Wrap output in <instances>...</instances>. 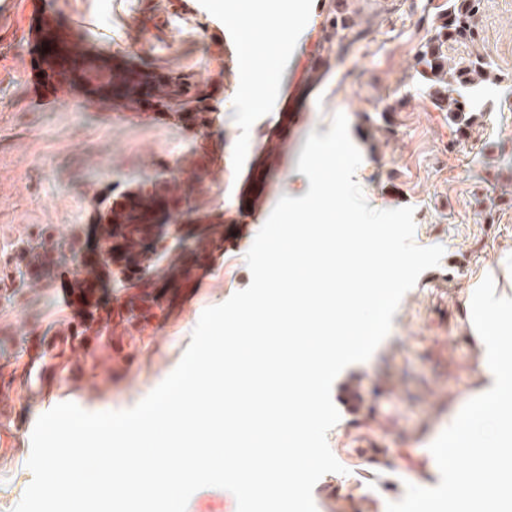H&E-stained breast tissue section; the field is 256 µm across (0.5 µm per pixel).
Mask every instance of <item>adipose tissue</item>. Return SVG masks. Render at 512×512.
Instances as JSON below:
<instances>
[{
    "label": "adipose tissue",
    "mask_w": 512,
    "mask_h": 512,
    "mask_svg": "<svg viewBox=\"0 0 512 512\" xmlns=\"http://www.w3.org/2000/svg\"><path fill=\"white\" fill-rule=\"evenodd\" d=\"M473 298L483 345L481 374L485 383L465 404L469 424L478 428L496 418L501 399L512 396V359L496 331L497 323L512 322V262L499 259L496 266L479 276L473 284ZM502 491L500 476H487L466 491L455 493V512H483L484 506L499 500Z\"/></svg>",
    "instance_id": "adipose-tissue-1"
}]
</instances>
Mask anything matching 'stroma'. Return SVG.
I'll use <instances>...</instances> for the list:
<instances>
[{
    "label": "stroma",
    "instance_id": "35a3bbf8",
    "mask_svg": "<svg viewBox=\"0 0 512 512\" xmlns=\"http://www.w3.org/2000/svg\"><path fill=\"white\" fill-rule=\"evenodd\" d=\"M305 0H14L0 24V398L11 407L0 426V512H13L32 481L31 434L42 411L72 402L89 412L133 407L180 362L202 311L246 288L245 255L284 195L303 196L297 170L310 133L325 134L344 113L363 160L354 179L369 206L412 207L414 242L443 246L434 279L419 278L402 298L389 335L367 361L332 386L339 422L328 444L344 466L316 483L317 512H454L448 472L439 462L448 420H464L478 385L482 350L468 323L471 280L512 256V0H483L479 50L495 62L497 82L476 91V127L453 124L436 105L419 56L445 0H406L383 27L353 20L339 38L304 26ZM52 16L74 24L96 51L145 71L218 87L204 106L216 122L190 132L174 120L75 96L60 102L33 66L37 26ZM295 30L299 49L269 58L265 42ZM251 39L249 64L227 66L214 39ZM322 40L329 66L309 82L308 54ZM280 80L263 92L276 108L255 111L248 89L257 68ZM288 148L270 153L279 128ZM214 150L194 198L201 215L244 234L215 261L197 288L162 293L145 324L72 348L60 340L71 319L58 296L62 275L76 274L69 246L123 195L153 192L175 160ZM50 228L53 256L37 286L20 287L10 262L34 226ZM123 338L115 348L112 337ZM42 343L47 367L27 373L26 350ZM363 396L358 411L347 386ZM428 494L414 500L416 486Z\"/></svg>",
    "mask_w": 512,
    "mask_h": 512
}]
</instances>
